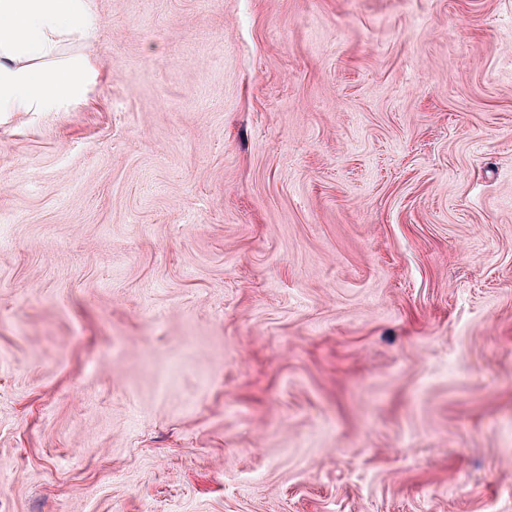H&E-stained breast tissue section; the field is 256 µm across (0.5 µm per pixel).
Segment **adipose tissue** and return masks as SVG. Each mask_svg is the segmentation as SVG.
<instances>
[{
	"mask_svg": "<svg viewBox=\"0 0 512 512\" xmlns=\"http://www.w3.org/2000/svg\"><path fill=\"white\" fill-rule=\"evenodd\" d=\"M95 0H0V112H42L77 101L93 62L68 54L95 39Z\"/></svg>",
	"mask_w": 512,
	"mask_h": 512,
	"instance_id": "obj_1",
	"label": "adipose tissue"
}]
</instances>
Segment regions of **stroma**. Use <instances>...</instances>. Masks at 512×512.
<instances>
[{
  "mask_svg": "<svg viewBox=\"0 0 512 512\" xmlns=\"http://www.w3.org/2000/svg\"><path fill=\"white\" fill-rule=\"evenodd\" d=\"M0 113V512H512V0H96Z\"/></svg>",
  "mask_w": 512,
  "mask_h": 512,
  "instance_id": "1",
  "label": "stroma"
}]
</instances>
